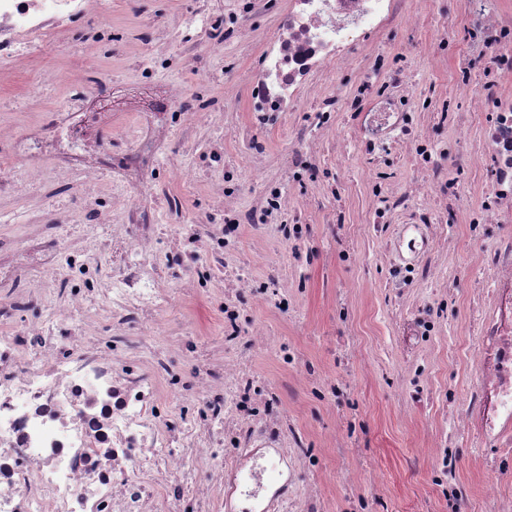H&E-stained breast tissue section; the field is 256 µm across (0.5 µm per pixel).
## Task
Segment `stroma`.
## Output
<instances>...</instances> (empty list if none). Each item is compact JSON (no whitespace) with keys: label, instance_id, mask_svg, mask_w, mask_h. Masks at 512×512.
I'll use <instances>...</instances> for the list:
<instances>
[{"label":"stroma","instance_id":"obj_1","mask_svg":"<svg viewBox=\"0 0 512 512\" xmlns=\"http://www.w3.org/2000/svg\"><path fill=\"white\" fill-rule=\"evenodd\" d=\"M421 7L418 0H407L414 15L412 28H398L371 35L352 46L336 78L326 93L339 96L349 89L370 53L406 59L413 70L414 93L437 99L448 92L451 72L448 65L425 53L423 46L447 32H454L459 51H467V29L455 22V0H428ZM199 0H112L97 10L111 8L113 20L134 27L155 21L157 15L184 17L196 13ZM275 34L273 13L255 14L238 40L224 49L227 71L212 88L213 95L224 99V161L234 163L242 154V145L231 128L242 112L245 84L257 65L262 45ZM340 123L346 127L344 140L323 151L325 165L343 185L347 202L338 206L335 199L324 205L336 212L348 241L365 250L367 268L334 263L321 214L310 212L316 227L315 244L319 248L312 264L293 269L288 254L278 261L284 273L299 280L300 292L290 322L276 320L271 307L255 304L254 316L270 334L295 347L305 359L320 364L337 376L353 375L354 382L344 395L334 401L320 402L309 390L296 392L288 399V410L299 429L307 436L310 450L320 459L314 470L301 469L298 484L327 498L331 512H352L358 498L367 501L366 512H426L436 506L438 512H494L495 506L483 494L482 460L494 461L502 452L493 442L481 437L476 428L454 427L441 402L430 404L426 411L431 425L456 428L458 437L452 448L456 476L469 483L467 501L443 494L436 474L419 455V421L403 414L394 395L398 376L407 363L402 359L390 334L391 307L384 291V253L380 244L361 233L365 211L363 176L367 161L360 152L353 131L357 121L353 114L341 112ZM456 259L442 263L440 278L453 287L457 305L449 314L441 336L415 356L423 364L426 387L441 395L453 392L463 396L468 385L465 350L471 338L466 304L476 286L479 270V247L463 226H456ZM355 288L352 302L358 323L349 328L333 316L332 295L335 288ZM376 471L381 478L377 490L348 483L350 473Z\"/></svg>","mask_w":512,"mask_h":512}]
</instances>
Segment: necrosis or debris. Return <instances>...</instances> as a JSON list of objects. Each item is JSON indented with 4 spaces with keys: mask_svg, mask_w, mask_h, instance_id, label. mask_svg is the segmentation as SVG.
Listing matches in <instances>:
<instances>
[{
    "mask_svg": "<svg viewBox=\"0 0 512 512\" xmlns=\"http://www.w3.org/2000/svg\"><path fill=\"white\" fill-rule=\"evenodd\" d=\"M95 0H0V512H327L302 492L299 467H314L305 434L288 414L290 392L316 381L336 396L335 376L256 324L241 302L251 289L278 315L295 299L277 262L255 279L241 252L243 231L267 251L307 244L312 226L290 215L286 186L315 179L321 156L312 131L343 139L336 117L355 113V138L376 159L406 151L431 198L413 187L365 189V237L389 236L397 256L387 282L394 303L408 289L447 303L437 268L455 249L453 227L512 223V5L496 13L485 0H457L469 36L468 63L448 83L449 98L473 90L485 117L479 143L457 115L438 144L424 121L436 104L411 93L407 66L369 58L343 99L324 94L352 45L404 17L405 0H204L174 36L156 22L128 33L94 16ZM275 12V36L250 72L244 113L233 127L249 153L224 164V118L211 95L224 44L259 12ZM79 36V62L46 64L43 52ZM149 54L137 95L117 101L105 63L112 44ZM191 62L193 81L176 90L154 75ZM482 82L471 86L472 67ZM390 73L375 85V76ZM61 83L59 97L47 85ZM320 105L291 126L280 173H272L259 134L279 129L302 98ZM133 122L116 127L119 113ZM479 150L489 180L478 202L458 177ZM67 181V194L54 195ZM216 189L199 220L186 216L185 189ZM65 224L83 238L66 241ZM492 272L488 316L479 318L469 357L472 378L454 405L479 432L512 447V236L482 246ZM224 351L196 359L213 328ZM422 311L397 317L403 349L440 333ZM273 350L285 374L249 368V354ZM190 355L177 371L172 350ZM423 456L458 500L469 494L455 476L448 436L426 437Z\"/></svg>",
    "mask_w": 512,
    "mask_h": 512,
    "instance_id": "4bbe7bcc",
    "label": "necrosis or debris"
}]
</instances>
